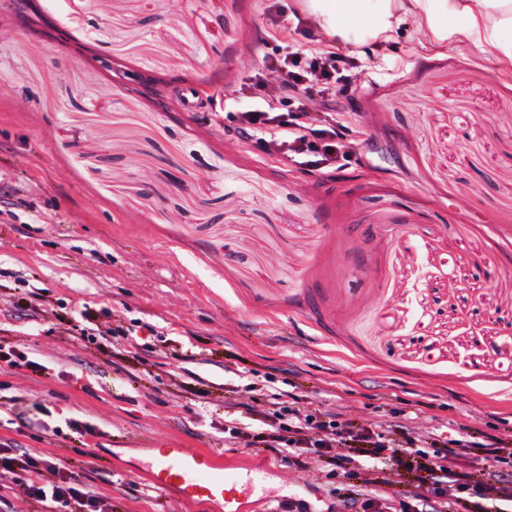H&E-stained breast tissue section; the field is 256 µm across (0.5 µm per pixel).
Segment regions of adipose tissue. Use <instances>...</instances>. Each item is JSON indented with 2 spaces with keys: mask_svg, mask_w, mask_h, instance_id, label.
<instances>
[{
  "mask_svg": "<svg viewBox=\"0 0 512 512\" xmlns=\"http://www.w3.org/2000/svg\"><path fill=\"white\" fill-rule=\"evenodd\" d=\"M329 45L378 49L406 20L433 45L463 38L497 68L512 69V0H293Z\"/></svg>",
  "mask_w": 512,
  "mask_h": 512,
  "instance_id": "obj_1",
  "label": "adipose tissue"
}]
</instances>
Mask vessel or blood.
<instances>
[{
  "label": "vessel or blood",
  "instance_id": "1",
  "mask_svg": "<svg viewBox=\"0 0 512 512\" xmlns=\"http://www.w3.org/2000/svg\"><path fill=\"white\" fill-rule=\"evenodd\" d=\"M150 472L157 487H179L189 501L222 500L225 512H239L238 503L250 496L240 472L224 467L216 455L201 448L159 449Z\"/></svg>",
  "mask_w": 512,
  "mask_h": 512
}]
</instances>
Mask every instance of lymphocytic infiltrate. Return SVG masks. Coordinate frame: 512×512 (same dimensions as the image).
Listing matches in <instances>:
<instances>
[{
  "label": "lymphocytic infiltrate",
  "instance_id": "lymphocytic-infiltrate-1",
  "mask_svg": "<svg viewBox=\"0 0 512 512\" xmlns=\"http://www.w3.org/2000/svg\"><path fill=\"white\" fill-rule=\"evenodd\" d=\"M282 0H269L266 15L274 46L266 53L264 64L240 84L235 96L225 101L224 110L236 131L243 137L262 143L268 154L278 155L308 171L329 173L343 159V144L332 103L340 84L346 83L350 58L332 50L310 45L313 31L302 27L301 40L288 39ZM269 423L265 431L255 432L244 418L225 421L224 435L240 440L245 447L278 449L290 462L301 463L304 454L317 452L328 456L336 468V477L348 476V464L354 462V449H368V462L379 464L383 454H391L401 464L424 463L427 478L437 496L450 488L467 491L478 512H512V494H502L491 508L480 505L483 488L489 481L512 483V453L498 456V470L458 474L444 463L449 450L473 447L469 435L439 437L425 441L401 427L400 440H392L370 428L351 429L349 423L323 420L316 415H300L286 406L280 392H270ZM53 481L40 484L23 480V495L41 501L77 504L80 512H104L99 497L87 490L74 471L52 466Z\"/></svg>",
  "mask_w": 512,
  "mask_h": 512
}]
</instances>
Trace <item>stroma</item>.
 I'll use <instances>...</instances> for the list:
<instances>
[{"instance_id":"stroma-1","label":"stroma","mask_w":512,"mask_h":512,"mask_svg":"<svg viewBox=\"0 0 512 512\" xmlns=\"http://www.w3.org/2000/svg\"><path fill=\"white\" fill-rule=\"evenodd\" d=\"M266 5L0 0V346L47 367H0V443L81 474L107 512H224L156 487L159 448L269 464L243 512L435 503L419 469L342 481L225 439V416L267 421L246 371L304 415L512 442V70L405 21L350 69L352 145L312 174L226 129ZM133 320L135 356L112 333ZM25 476L0 469V512H79L23 496Z\"/></svg>"}]
</instances>
